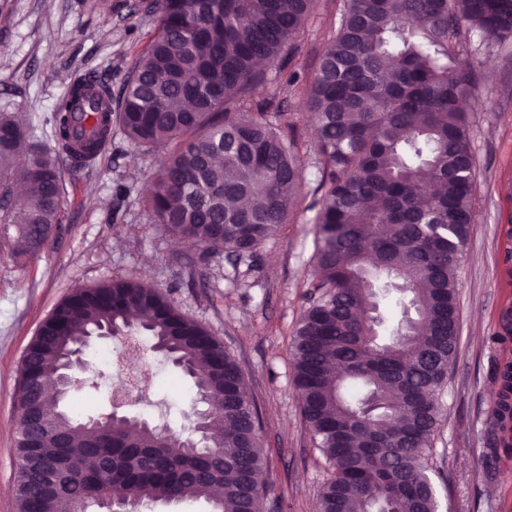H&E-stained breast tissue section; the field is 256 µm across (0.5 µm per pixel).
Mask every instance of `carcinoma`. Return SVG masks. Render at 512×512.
<instances>
[{"label":"carcinoma","instance_id":"1","mask_svg":"<svg viewBox=\"0 0 512 512\" xmlns=\"http://www.w3.org/2000/svg\"><path fill=\"white\" fill-rule=\"evenodd\" d=\"M314 0H154L155 35L112 111V88L73 83L47 119L48 148L0 111V225L30 260L61 223V170L96 159L117 128L135 154L160 152L144 208L207 259L252 260L287 223L305 178L281 103L255 100L270 71L287 76L285 48ZM484 47L461 58V26ZM512 44V0H347L329 48L307 77L320 197L307 306L292 338L293 381L331 474L319 512H438L427 452L458 341L456 273L472 222L476 161L463 103L480 67ZM27 156L25 186L12 178ZM400 295L392 327L381 309ZM146 335L165 346L195 388L183 438L138 417L110 423L62 409L55 382L84 336ZM18 371L17 512H80L112 491L136 505L203 500L212 512H256L267 489L259 409L236 358L160 289L134 279L75 288L42 323ZM495 447L512 452V362L498 367ZM221 426H216V423ZM200 424L218 440L189 445ZM60 459L50 494L32 457Z\"/></svg>","mask_w":512,"mask_h":512}]
</instances>
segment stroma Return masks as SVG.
I'll use <instances>...</instances> for the list:
<instances>
[{
	"label": "stroma",
	"instance_id": "35a3bbf8",
	"mask_svg": "<svg viewBox=\"0 0 512 512\" xmlns=\"http://www.w3.org/2000/svg\"><path fill=\"white\" fill-rule=\"evenodd\" d=\"M144 0H0V109L19 113L39 140L52 145L44 118L71 83L95 72L120 87L148 44L154 19ZM346 0H316L295 39L288 64L299 81L277 77L258 98L283 102L284 120L300 142L306 184L287 224L265 240L253 264L224 256L200 261L144 209L151 155H133L114 136L103 155L79 172L63 171L65 214L38 258L15 261L0 232V512H16L14 496L17 375L22 355L41 322L73 288L112 278L144 279L171 294L184 311L222 340L241 366L262 417L268 488L261 512H317L316 494L328 463L315 447L301 413L290 358L294 327L306 305L314 253L312 203L317 156L304 120V75L328 45ZM476 156L473 222L458 270L459 344L448 369L439 425L429 462L439 512H512V457L494 451L496 367L512 359V52L482 69L479 94L469 106ZM130 194L116 199L117 183ZM207 268V278L196 271ZM98 340L84 358L86 386L68 401L77 415L109 412L118 380L98 362ZM156 385L130 414L180 430L181 411L194 395L189 379L151 355Z\"/></svg>",
	"mask_w": 512,
	"mask_h": 512
}]
</instances>
